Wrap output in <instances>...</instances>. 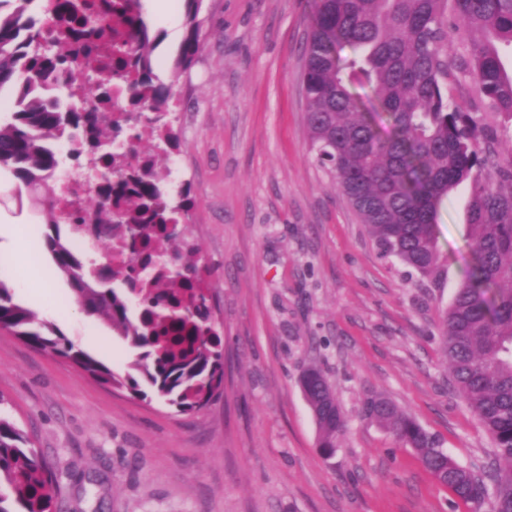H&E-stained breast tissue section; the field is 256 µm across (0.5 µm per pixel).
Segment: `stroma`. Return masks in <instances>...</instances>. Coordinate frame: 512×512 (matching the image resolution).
<instances>
[{
    "label": "stroma",
    "mask_w": 512,
    "mask_h": 512,
    "mask_svg": "<svg viewBox=\"0 0 512 512\" xmlns=\"http://www.w3.org/2000/svg\"><path fill=\"white\" fill-rule=\"evenodd\" d=\"M200 16L201 49L180 76L183 12L149 23L179 140L157 167L191 185L184 236L224 337L223 389L183 415L0 330V416L53 470L52 512H477L360 416L365 395H384L461 465L482 476L495 467L439 340L470 261L466 188L439 207L445 274L440 287H423L380 256L316 158L302 85L313 0H204ZM16 189L0 174V219L29 238L33 273L18 279L6 254L0 279L77 349L128 373L135 349L78 303L43 247L41 207L17 202ZM310 366L345 415L330 457L300 387Z\"/></svg>",
    "instance_id": "35a3bbf8"
}]
</instances>
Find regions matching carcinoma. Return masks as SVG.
<instances>
[{
  "label": "carcinoma",
  "instance_id": "cac0c4a2",
  "mask_svg": "<svg viewBox=\"0 0 512 512\" xmlns=\"http://www.w3.org/2000/svg\"><path fill=\"white\" fill-rule=\"evenodd\" d=\"M18 5L10 12L3 8ZM34 0H0V89H17L16 110L0 123V170L25 187L30 201L50 197L44 246L72 284L80 305L104 316L138 350L131 368L114 373L17 303L0 279V330L64 357L104 385L147 396L141 382L180 413L197 411L224 383V339L206 305L207 283L196 248L178 245L164 225L183 223L194 201L179 186L173 202L156 157L145 153L130 173L108 145L126 117L101 111L120 86L124 111L152 113L144 132L174 149L164 122L171 87L155 81L151 42L140 0H48L43 15L27 13ZM184 36L175 68L187 71L201 47L203 0H184ZM463 30L464 50L449 52L450 27ZM512 47V0H314L304 55L306 122L317 160L331 169L386 257L436 288L444 271L436 231L443 197L469 185L470 264L440 332L455 387L507 466L487 483L460 466L439 440L389 398L368 396L364 419L390 429L454 495L476 508L512 512V151L499 139L496 119L512 123V72L497 44ZM350 54L342 55L344 49ZM466 85L474 96L458 100ZM359 88L372 91L386 114L366 112ZM74 145L70 157L92 150L105 172L96 186L97 224L125 258L90 270L69 247L91 232L84 216L59 209L69 186L54 181L56 142ZM139 224L141 249L128 251L124 225ZM66 233H61V227ZM319 431V449L336 453L345 419L336 393L318 368L301 377ZM0 512H48L53 473L26 437L0 417Z\"/></svg>",
  "mask_w": 512,
  "mask_h": 512
}]
</instances>
